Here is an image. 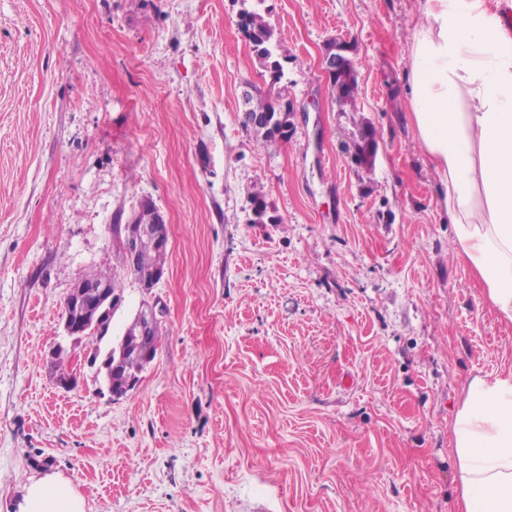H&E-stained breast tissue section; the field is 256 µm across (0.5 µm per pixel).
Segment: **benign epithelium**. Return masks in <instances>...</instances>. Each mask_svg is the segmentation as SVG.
<instances>
[{
    "instance_id": "obj_1",
    "label": "benign epithelium",
    "mask_w": 512,
    "mask_h": 512,
    "mask_svg": "<svg viewBox=\"0 0 512 512\" xmlns=\"http://www.w3.org/2000/svg\"><path fill=\"white\" fill-rule=\"evenodd\" d=\"M344 41L338 39L329 43L321 58V69L327 77H332L340 66L338 53L342 52ZM145 236L154 238L158 248L167 250L169 236L160 234L153 224H125L122 227L120 246L126 257V268L137 269L140 264V240ZM122 298L112 293V279L106 278L91 283L81 281L70 293V303L63 318L64 335L74 342L90 329H98L99 321L106 309L117 308ZM165 314L163 305L152 300L142 305L138 311L141 336L149 340L153 331L161 325Z\"/></svg>"
}]
</instances>
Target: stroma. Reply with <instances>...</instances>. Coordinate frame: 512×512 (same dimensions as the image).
<instances>
[{
    "label": "stroma",
    "instance_id": "obj_1",
    "mask_svg": "<svg viewBox=\"0 0 512 512\" xmlns=\"http://www.w3.org/2000/svg\"><path fill=\"white\" fill-rule=\"evenodd\" d=\"M241 0H0V512L32 480L86 512H459L452 423L469 379L512 373V323L455 257L406 121L422 0H266L283 75ZM333 38L355 112L321 72ZM295 107L244 130V91ZM379 133L372 170L342 144ZM262 192L271 224L247 221ZM169 228L161 345L112 398L51 345L86 274L119 272L115 220ZM248 1H242L244 7L239 14L238 27L249 40L260 63L270 72L272 82L277 83L282 77V66L278 59L273 30L260 12L246 7ZM274 99L281 103L276 109L273 108L272 97H255L249 93L244 103V108H249L251 112H258L256 114H251L247 119V122L251 126H257L261 121H263L264 116L259 112H265L268 116L263 127L253 130V133L256 135L257 142L263 147L275 145L278 141L282 140V138L287 139L291 132L290 131L288 133V128L292 126V122L290 120L292 115L289 110L287 111L283 108L284 105H289L290 103L283 102L279 99V96Z\"/></svg>",
    "mask_w": 512,
    "mask_h": 512
}]
</instances>
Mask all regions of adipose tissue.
<instances>
[{
    "label": "adipose tissue",
    "instance_id": "1",
    "mask_svg": "<svg viewBox=\"0 0 512 512\" xmlns=\"http://www.w3.org/2000/svg\"><path fill=\"white\" fill-rule=\"evenodd\" d=\"M411 126L436 171L455 253L512 323V32L487 0H425L410 52ZM462 512H512V373L472 378L452 426ZM22 512H85L71 486L32 483Z\"/></svg>",
    "mask_w": 512,
    "mask_h": 512
}]
</instances>
